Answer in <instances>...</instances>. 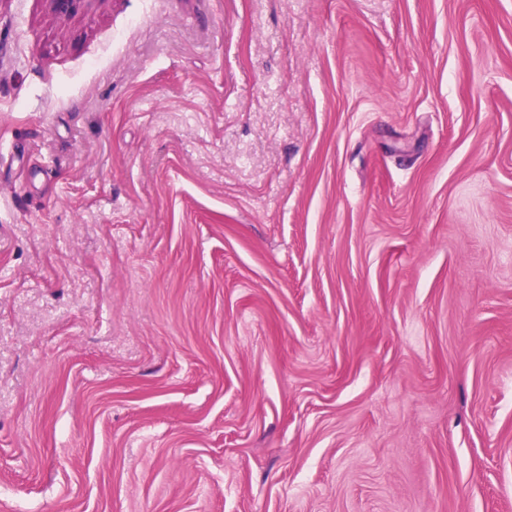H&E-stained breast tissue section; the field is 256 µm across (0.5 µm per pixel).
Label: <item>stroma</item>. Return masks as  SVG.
I'll list each match as a JSON object with an SVG mask.
<instances>
[{"label":"stroma","instance_id":"stroma-1","mask_svg":"<svg viewBox=\"0 0 512 512\" xmlns=\"http://www.w3.org/2000/svg\"><path fill=\"white\" fill-rule=\"evenodd\" d=\"M0 512H512V0H0Z\"/></svg>","mask_w":512,"mask_h":512}]
</instances>
